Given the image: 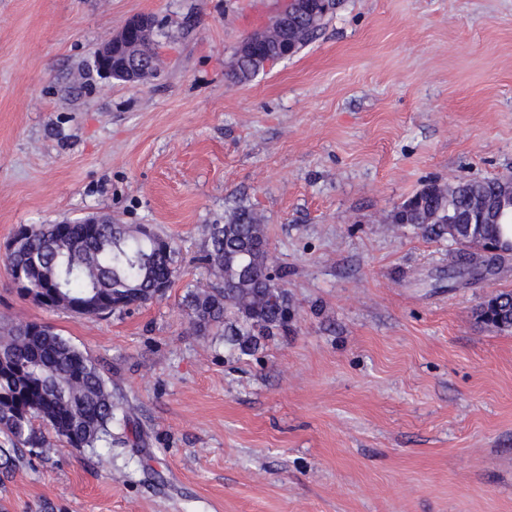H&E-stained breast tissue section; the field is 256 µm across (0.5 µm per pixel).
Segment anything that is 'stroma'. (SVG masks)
<instances>
[{
  "mask_svg": "<svg viewBox=\"0 0 512 512\" xmlns=\"http://www.w3.org/2000/svg\"><path fill=\"white\" fill-rule=\"evenodd\" d=\"M280 0H0V245L106 213L179 249L165 294L86 320L17 294L139 407L137 453L0 468V512H512V329L480 302L512 255L448 285L455 244L393 224L431 180L512 177V0H341L244 84ZM160 25L157 76L102 79L100 45ZM258 213L293 320L253 355L195 333L210 225Z\"/></svg>",
  "mask_w": 512,
  "mask_h": 512,
  "instance_id": "stroma-1",
  "label": "stroma"
}]
</instances>
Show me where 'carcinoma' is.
<instances>
[{
  "mask_svg": "<svg viewBox=\"0 0 512 512\" xmlns=\"http://www.w3.org/2000/svg\"><path fill=\"white\" fill-rule=\"evenodd\" d=\"M327 20L320 14L303 22L292 43L296 53L310 43ZM507 178L428 183L397 206L393 223L409 225L436 237L448 235V220L457 232L478 242L493 241L512 225V194ZM23 248L7 251L10 272L23 277L47 297L44 307L67 309L65 302L83 294L92 307L79 313L100 317L143 304L156 286L174 282L179 250L169 238L128 224H22ZM216 284L185 296L191 325L200 336L224 332V344L247 355L259 336L288 330V296L267 272L273 256L266 225L250 208H240L222 224L209 228L201 257ZM470 256L455 254L449 277H475ZM512 322V291L496 294L484 323L499 329ZM28 323L0 328V466L15 464L28 452H50L40 422L76 455L114 447H135L136 407L112 393L98 366L51 326L32 336Z\"/></svg>",
  "mask_w": 512,
  "mask_h": 512,
  "instance_id": "obj_1",
  "label": "carcinoma"
}]
</instances>
